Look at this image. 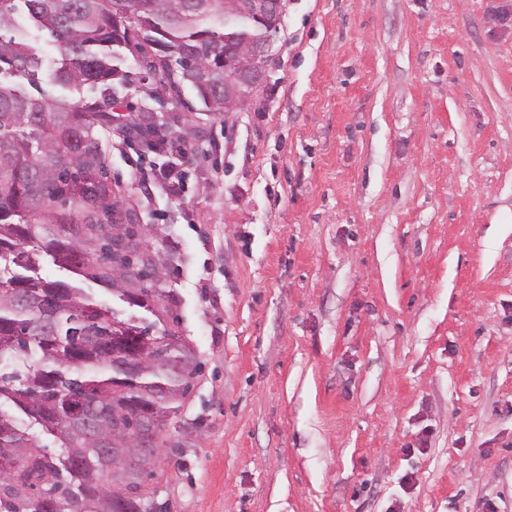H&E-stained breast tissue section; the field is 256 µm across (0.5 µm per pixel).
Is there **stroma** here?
Returning <instances> with one entry per match:
<instances>
[{"mask_svg":"<svg viewBox=\"0 0 512 512\" xmlns=\"http://www.w3.org/2000/svg\"><path fill=\"white\" fill-rule=\"evenodd\" d=\"M266 80L222 115L151 102L188 191L116 150L112 189L201 362L166 512H512V0H284ZM35 96L63 89L59 49ZM164 143L167 146L166 152L173 156L175 162L171 165H158L152 168L149 173H143L142 177L149 180L155 188L168 197L181 198L186 192V182L183 177L184 171L180 169V166L188 158L189 150L170 137ZM174 144L177 146H174Z\"/></svg>","mask_w":512,"mask_h":512,"instance_id":"stroma-1","label":"stroma"}]
</instances>
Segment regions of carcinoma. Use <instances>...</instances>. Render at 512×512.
Listing matches in <instances>:
<instances>
[{
    "instance_id": "cac0c4a2",
    "label": "carcinoma",
    "mask_w": 512,
    "mask_h": 512,
    "mask_svg": "<svg viewBox=\"0 0 512 512\" xmlns=\"http://www.w3.org/2000/svg\"><path fill=\"white\" fill-rule=\"evenodd\" d=\"M25 12L59 46L53 80L109 93L126 85L125 50L164 53L150 98L169 93L184 106L189 87L209 112H224V39L276 36L281 19L265 23L224 11V0H0V74L36 83L42 60L15 33ZM113 99L36 97L0 81V264L33 272L37 254L83 282L117 293L132 306H156L143 326L121 320L85 289L39 275L31 301L15 302L14 276L0 274V484L12 480L31 494L0 488V512H162L157 503L159 456L130 454V474L113 477L112 452H125L119 427L133 413L165 427L193 388L200 362L182 338L167 288L144 279L169 258L136 252L133 227L110 237L97 253L77 242L80 225L120 201L106 181L99 128L112 124ZM133 255L136 280L112 273ZM52 437L55 451L37 444L28 428Z\"/></svg>"
}]
</instances>
